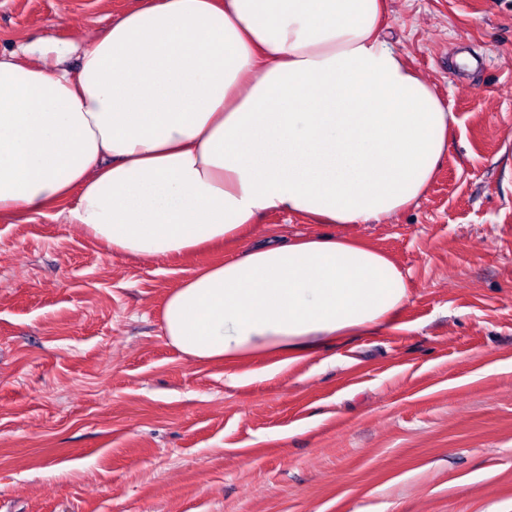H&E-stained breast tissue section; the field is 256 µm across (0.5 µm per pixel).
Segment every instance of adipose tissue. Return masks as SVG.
<instances>
[{
	"label": "adipose tissue",
	"mask_w": 512,
	"mask_h": 512,
	"mask_svg": "<svg viewBox=\"0 0 512 512\" xmlns=\"http://www.w3.org/2000/svg\"><path fill=\"white\" fill-rule=\"evenodd\" d=\"M386 0H149L81 49L0 55V219L68 223L150 259L236 242L265 214L383 224L425 194L456 122L383 36ZM384 252L339 234L270 241L167 295V342L199 362L268 357L243 385L397 328Z\"/></svg>",
	"instance_id": "1"
}]
</instances>
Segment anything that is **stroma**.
<instances>
[{"mask_svg":"<svg viewBox=\"0 0 512 512\" xmlns=\"http://www.w3.org/2000/svg\"><path fill=\"white\" fill-rule=\"evenodd\" d=\"M145 0H0V53L67 49ZM457 122L388 253L400 330L246 386L161 330L205 262L314 232L262 216L201 255H113L50 210L0 222V512H512V0H388Z\"/></svg>","mask_w":512,"mask_h":512,"instance_id":"obj_1","label":"stroma"}]
</instances>
